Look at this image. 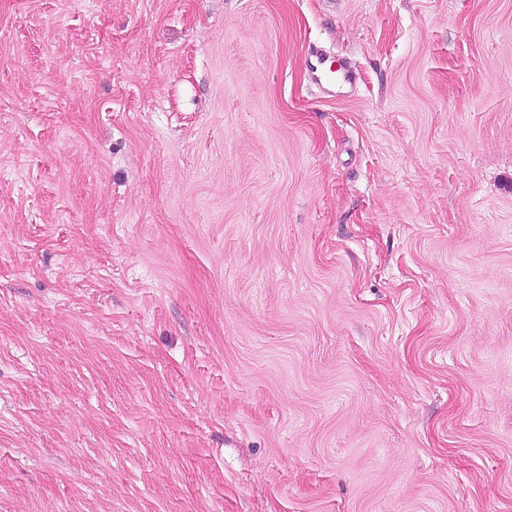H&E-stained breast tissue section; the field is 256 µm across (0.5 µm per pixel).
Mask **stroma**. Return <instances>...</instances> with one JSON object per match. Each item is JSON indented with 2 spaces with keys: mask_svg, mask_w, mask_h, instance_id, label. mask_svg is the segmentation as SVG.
<instances>
[{
  "mask_svg": "<svg viewBox=\"0 0 512 512\" xmlns=\"http://www.w3.org/2000/svg\"><path fill=\"white\" fill-rule=\"evenodd\" d=\"M0 512H512V0H0ZM314 61L311 63L312 71L316 74L315 83L320 85L321 81H327L332 78L336 72H343L345 78H349L351 71L342 64L334 70L332 68L333 61L331 58L326 56L325 53L318 51L315 55H312Z\"/></svg>",
  "mask_w": 512,
  "mask_h": 512,
  "instance_id": "obj_1",
  "label": "stroma"
}]
</instances>
